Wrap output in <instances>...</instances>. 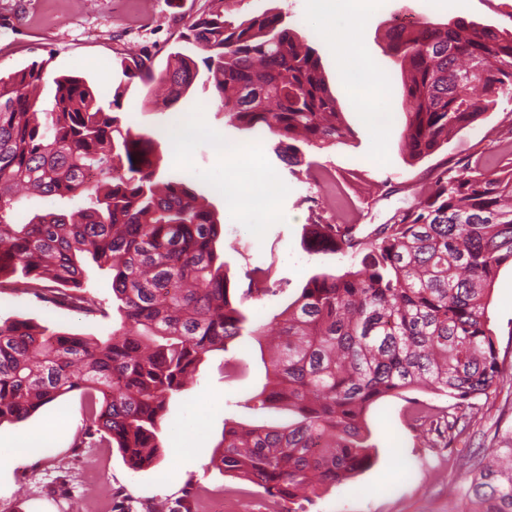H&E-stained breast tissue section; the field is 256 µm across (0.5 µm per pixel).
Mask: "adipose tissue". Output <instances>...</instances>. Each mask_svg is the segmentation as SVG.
Returning <instances> with one entry per match:
<instances>
[{
    "label": "adipose tissue",
    "instance_id": "1",
    "mask_svg": "<svg viewBox=\"0 0 512 512\" xmlns=\"http://www.w3.org/2000/svg\"><path fill=\"white\" fill-rule=\"evenodd\" d=\"M322 21L321 37L334 45L336 63L349 79L352 91L370 111L388 119V95L384 83L370 72L354 39L353 24L370 8L368 0H310ZM264 147L259 143H237L221 148L219 162L224 170V198L228 207L247 217L267 211L278 188L260 177L258 159Z\"/></svg>",
    "mask_w": 512,
    "mask_h": 512
}]
</instances>
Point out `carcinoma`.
Returning <instances> with one entry per match:
<instances>
[{"mask_svg":"<svg viewBox=\"0 0 512 512\" xmlns=\"http://www.w3.org/2000/svg\"><path fill=\"white\" fill-rule=\"evenodd\" d=\"M214 2L183 41L207 53L225 122L275 137L279 160L312 178L318 162L310 152L343 144L349 133L316 50L280 12L235 23L226 19L235 0ZM388 38L390 57L408 73L412 110L401 141L411 159L432 155L498 100H512V35L458 20L420 21ZM120 65L148 94L163 92L167 112L197 76L194 59L179 51L158 74L148 57ZM474 67L483 80H471ZM43 81L38 64L0 76V290L107 318L87 290L93 265L112 275L122 322L88 340L0 321V423L24 422L78 391L84 415L75 447L116 448L138 471L161 456L162 422L203 356L261 335L262 327L247 328L243 308L270 292L271 268H253L231 299L216 212L185 174L159 176L164 133L121 127L125 88L105 106L78 76L55 78L53 107L41 112ZM21 192L73 207L20 222ZM304 248L349 264L312 274L279 315L280 343L258 398L296 419L226 426L218 456L224 471L291 504L370 467L365 413L377 400L412 390L454 400L466 407L459 417L420 400L409 411L418 431L452 440L474 400L500 385L486 311L498 270L512 263V129L491 155L441 165L368 240L356 225L317 213ZM462 468L455 512H512V437Z\"/></svg>","mask_w":512,"mask_h":512,"instance_id":"obj_1","label":"carcinoma"}]
</instances>
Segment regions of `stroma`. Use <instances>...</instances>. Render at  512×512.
I'll return each mask as SVG.
<instances>
[{
  "instance_id": "obj_1",
  "label": "stroma",
  "mask_w": 512,
  "mask_h": 512,
  "mask_svg": "<svg viewBox=\"0 0 512 512\" xmlns=\"http://www.w3.org/2000/svg\"><path fill=\"white\" fill-rule=\"evenodd\" d=\"M504 0H468L462 12L449 10L448 0H376L374 10L355 25L358 44L369 66L384 81L392 112L387 123L362 111L336 66L332 47L319 36L321 20L308 0H235L230 14L237 20L266 9L286 15L292 28L316 49L323 74L350 129L346 144L313 151L312 157L333 177L332 188L295 177L277 158L274 138H264L262 171L281 188L274 213L263 224H247L224 201V181L216 156L217 142L250 140L248 132L224 122L220 100L198 75L180 100L177 113L197 116L203 126L191 149L189 169L206 204L224 226L218 247L227 274L240 285L248 268L274 264L287 285L246 309L250 326L269 324L300 293L319 270L343 268L339 254L308 255L303 229L312 211L336 198L346 220L356 224L359 237L385 223L412 193L428 183L443 161L467 162L487 155L512 123V101H499L475 124L458 131L447 144L421 160H411L401 147L405 114L410 107L406 78L388 54L387 33L398 15L408 14L434 24L465 19L501 34L512 32V12ZM210 0H0V74L10 75L39 64L49 76L39 98L48 108L51 79L56 75L83 77L97 97L111 101L123 81L119 61L125 55L151 56L163 70L170 52L181 51L195 61L200 48L181 42L188 25L208 10ZM119 114L124 124L156 128L169 115L147 102L139 81L128 83ZM488 326L496 337L504 383L476 401L471 426L450 443L430 445L412 428V400L431 401V394L407 392L375 402L367 414L373 446L371 468L352 480L328 488L305 504V512H448V491L459 485L457 463L489 446L497 434L512 430V264L499 269L491 286ZM27 320L86 338L101 334L103 322L70 310L46 306L25 295L0 294V319ZM268 339L242 336L227 351L207 353L197 376L175 401L164 422L165 452L152 466L132 471L114 448H78L82 426L79 394L59 398L24 422L0 424V445L34 433L37 445L0 463V512H88L96 492L87 478L90 462L98 464L100 484L112 493V512H201L211 494H224L230 505L246 512H264L269 496L254 484L224 472L213 458L225 423L261 425L288 420L284 410L261 408L257 396L268 381L265 361Z\"/></svg>"
}]
</instances>
